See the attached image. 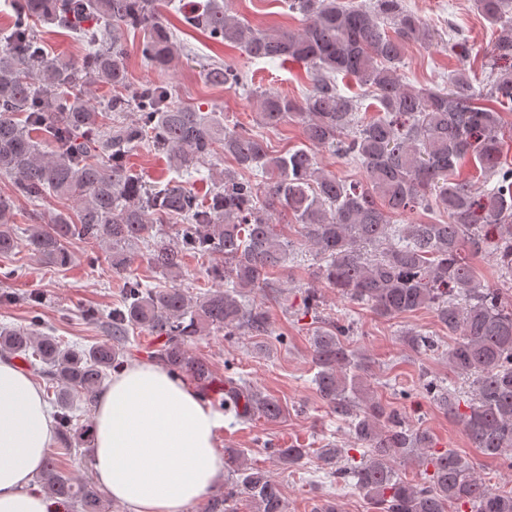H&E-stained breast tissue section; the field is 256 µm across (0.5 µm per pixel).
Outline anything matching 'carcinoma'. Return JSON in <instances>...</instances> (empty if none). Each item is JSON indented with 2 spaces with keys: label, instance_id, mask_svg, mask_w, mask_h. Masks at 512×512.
<instances>
[{
  "label": "carcinoma",
  "instance_id": "1",
  "mask_svg": "<svg viewBox=\"0 0 512 512\" xmlns=\"http://www.w3.org/2000/svg\"><path fill=\"white\" fill-rule=\"evenodd\" d=\"M302 15L298 31L259 29L220 0H205L183 14L187 25L248 59H281L308 66L312 86L301 100L267 96L260 116L270 128L302 125L307 148L272 155L267 143L242 125L227 126L176 102L161 82L133 86L128 79L121 33L142 30L144 60L164 69L175 51L173 31L156 0H23L21 12L0 49V175L12 179L14 198L31 202L46 195L78 203L76 216L59 212L51 225H33L27 245L50 267L71 262L72 238L104 245L115 273L132 264V249H145L147 263L175 281L188 256H211L217 288L192 296L177 285L147 288L125 283L121 303L109 313L112 343L77 351L56 337L26 328L0 330V353L28 362L55 386V428L67 448L75 432V406L95 403L109 371L123 366L130 334L161 340L155 357L175 376H188L208 397L224 393L222 407L248 422L281 420L274 398L225 372L217 384L210 362L191 345L207 328L234 342L246 333L271 336L268 310L243 301L252 290L276 287L270 273L304 246L315 252L316 276L341 296L381 318L420 309L433 311L455 336L449 367L471 380L461 400L433 380L425 383L435 404L456 416L474 447L490 457L512 453V166L503 159L502 112L512 107V66L490 64L485 76L459 70L444 91L414 88L397 73L406 46L428 45L440 33L405 7L404 0H281ZM477 10L499 28L495 58L512 59V0H475ZM38 18L69 31L90 47L79 62L59 65L44 58L30 35ZM112 85L110 112H136L130 123L108 127L86 98L91 77ZM373 89L374 114L361 117L357 99L342 93L338 77ZM206 80L227 89L247 84L235 63L206 70ZM26 114L25 124L16 115ZM45 130L51 143L33 133ZM166 155L170 167L188 179L217 154L242 170L259 171V185L224 170L203 201L188 185L150 188L127 167L143 142ZM331 148L358 161L365 182L324 171L315 149ZM473 161L486 185L473 191L456 176ZM431 210L443 223L401 224L400 218ZM297 225L292 239L277 232L280 221ZM493 244L500 283L484 285L471 257ZM20 245L13 227V198L0 197V255ZM323 297L305 292L303 315L319 318ZM350 324L326 318L311 335L316 392L330 413L348 423L364 449L355 459L329 442L319 458L326 474L367 498L375 512H512V490L493 487L474 475L471 463L452 449L437 450L430 434L411 427L394 408L376 402L364 388L363 358L346 344ZM414 351H433L432 337L406 334ZM280 465L298 466L303 448H275ZM424 467L421 483L402 478L397 464ZM229 476L224 495L207 512H237L245 501L253 512H287L279 481L247 463L244 452L224 453ZM40 484L64 509L105 512L94 482L76 479L46 457Z\"/></svg>",
  "mask_w": 512,
  "mask_h": 512
}]
</instances>
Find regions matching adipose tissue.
<instances>
[{
	"instance_id": "adipose-tissue-1",
	"label": "adipose tissue",
	"mask_w": 512,
	"mask_h": 512,
	"mask_svg": "<svg viewBox=\"0 0 512 512\" xmlns=\"http://www.w3.org/2000/svg\"><path fill=\"white\" fill-rule=\"evenodd\" d=\"M224 423L185 379L133 362L115 372L93 413L91 467L127 512H188L224 477ZM54 443L53 419L32 376L0 359V512H58L33 483Z\"/></svg>"
}]
</instances>
